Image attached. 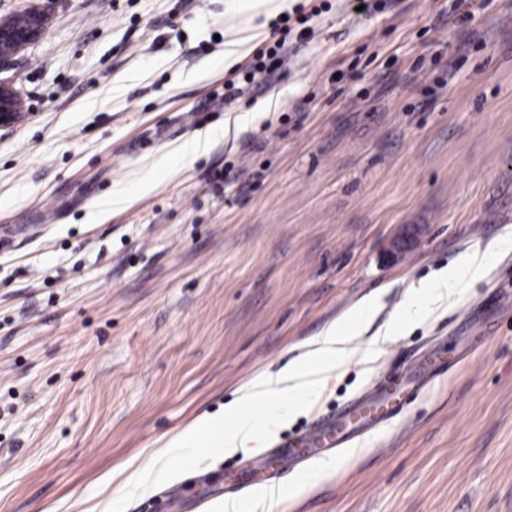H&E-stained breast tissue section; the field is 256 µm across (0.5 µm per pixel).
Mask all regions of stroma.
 I'll use <instances>...</instances> for the list:
<instances>
[{
	"mask_svg": "<svg viewBox=\"0 0 512 512\" xmlns=\"http://www.w3.org/2000/svg\"><path fill=\"white\" fill-rule=\"evenodd\" d=\"M375 2L50 0L0 130V512H155L166 482L136 477L176 434L379 290L316 396L266 402L265 451L386 360L457 364L276 512H512V0L470 24ZM286 14L313 38L252 70ZM474 249L485 276L401 326L411 285ZM27 112L20 92L8 77H0V130L13 127Z\"/></svg>",
	"mask_w": 512,
	"mask_h": 512,
	"instance_id": "1",
	"label": "stroma"
}]
</instances>
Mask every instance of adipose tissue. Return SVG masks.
<instances>
[{
  "instance_id": "adipose-tissue-1",
  "label": "adipose tissue",
  "mask_w": 512,
  "mask_h": 512,
  "mask_svg": "<svg viewBox=\"0 0 512 512\" xmlns=\"http://www.w3.org/2000/svg\"><path fill=\"white\" fill-rule=\"evenodd\" d=\"M484 274V258L479 251L467 253L460 266L447 277L430 286L420 284L412 287V298L403 313L404 318L414 320L420 317L422 309L416 298L421 293H429L432 301L437 303L454 293L462 278H479ZM377 310V298L361 301L336 324L325 329L299 363L274 377L258 375L251 381L248 395L228 405L223 416L202 417L179 433L168 445L170 457L183 458L201 446L215 453H246L257 448L268 432L263 400L287 391L318 392L328 372L336 368L339 358L344 355L351 337L359 335Z\"/></svg>"
}]
</instances>
